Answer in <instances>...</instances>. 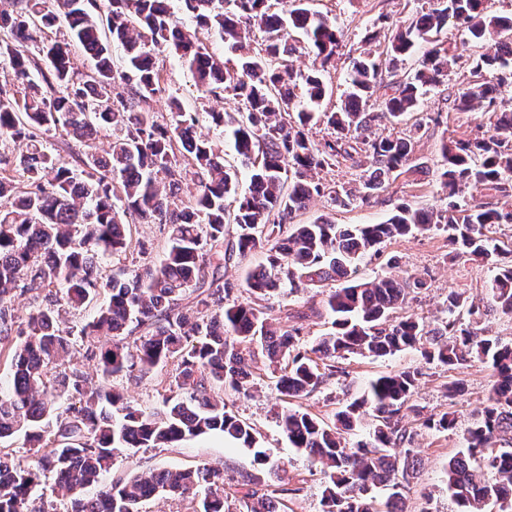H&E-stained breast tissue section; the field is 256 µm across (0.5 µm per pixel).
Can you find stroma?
Returning <instances> with one entry per match:
<instances>
[{
  "instance_id": "stroma-1",
  "label": "stroma",
  "mask_w": 512,
  "mask_h": 512,
  "mask_svg": "<svg viewBox=\"0 0 512 512\" xmlns=\"http://www.w3.org/2000/svg\"><path fill=\"white\" fill-rule=\"evenodd\" d=\"M312 10L328 14L346 35V46L325 75L335 92L346 88L345 78L351 61L357 58L364 47L376 52H385L389 42L388 24L405 19L420 6L419 0H310ZM165 92L154 104L160 121L168 119V99L178 98L186 109L204 113L210 110L235 111L238 102L232 95L221 99L205 98L197 91L193 77L177 57L164 60ZM442 99L430 93L424 100L428 112L440 111L439 125L421 130L412 172L401 175L386 184L378 197L370 203L353 209L332 208L322 198H314L297 216L299 223L308 224L320 217L338 224H375L386 219L403 203L415 207H444L448 200L441 188L436 171L438 149L442 138L460 137L476 133L483 124L481 112H454L442 110ZM133 248L126 253L105 260V271L125 267L131 270L143 265L145 260H157L165 245V236L159 225L136 224L132 227ZM145 244L148 254L139 257L137 246ZM448 247L443 236L425 233L416 237H402L387 243L379 257H368L358 265L357 279L369 280L385 273H412L425 278L427 286L411 301L410 310L426 321L440 318L449 291L464 293L465 297L477 301L486 296L490 275L486 266L474 261L447 260ZM263 305L275 321L285 322L287 313L307 312L302 342L312 345L324 333L328 325L317 317L321 298L315 290L301 288L292 292L276 293L267 297ZM418 351L407 349L387 357H353L338 360V373L327 379L322 386L304 399L303 405L310 412L332 419L336 409L346 399L362 392L372 377L395 372L407 366L421 364ZM173 367H165L144 377L119 376L113 384L132 405L154 410L162 408L163 400L174 385ZM451 371L441 367H429L415 395L425 414H439L454 409V429L438 432L419 427L413 418H406V428L416 431L415 445L420 448L422 465L412 484L408 505L411 512H420L425 496H432L437 512H460L457 503L448 495L443 465L449 454L459 450L465 428L486 399L491 382V371L487 365L474 363L464 378L466 394L456 403H449L444 396L443 385L451 380ZM227 401L233 411L250 423L257 431L260 446L277 460L283 469L284 480L298 486L299 494L290 503L292 512H322V491L325 481L323 471L312 466L309 459L296 449L290 448L279 426L278 418L284 405L277 398L273 379L260 382L251 396L228 395ZM253 454L248 449L226 443L221 433L214 432L183 442L175 448H135L129 455L118 456L112 467L113 478L126 477L130 469L148 471L165 467L218 466L228 473L247 470L251 467Z\"/></svg>"
}]
</instances>
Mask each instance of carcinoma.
<instances>
[{
    "instance_id": "1",
    "label": "carcinoma",
    "mask_w": 512,
    "mask_h": 512,
    "mask_svg": "<svg viewBox=\"0 0 512 512\" xmlns=\"http://www.w3.org/2000/svg\"><path fill=\"white\" fill-rule=\"evenodd\" d=\"M491 0H428L395 28L390 54L354 59L347 88L334 110L320 72L343 45L336 21L313 11L308 0H289L279 12L269 0H0V72L17 90H0V357L9 361L8 393L0 394V441L21 433L34 462L22 466L0 451V512H46L33 507L40 476L54 479L67 512H142L166 494L198 503L194 512H288L301 488L284 482L279 467L257 449L252 427L224 401L254 388L258 360L280 372L275 389L285 402L300 401L336 375V360L384 357L416 349L424 363L462 374L473 362L491 368L490 393L463 433V447L448 456V493L464 512H512V345L487 335L491 315L512 318V12ZM195 27L180 24L175 10ZM66 22L69 38L48 35ZM481 52L468 59L469 78L456 85L459 58L448 57L440 35L448 23ZM259 49H251L256 33ZM215 36L238 53L230 64L210 54L200 34ZM303 36L313 69L286 63ZM123 53L118 68L112 45ZM424 47L419 66L403 78L399 62ZM91 61L77 75L73 50ZM179 56L197 90L230 92L241 108L211 112L216 139L196 136L199 114L169 100L170 119H155L152 102L162 91L159 58ZM390 89L381 107L371 98ZM441 90L457 112L479 110L489 127L468 138L442 140L437 165L448 195L445 208L396 207L379 224H335L318 218L297 224L314 197L339 209L369 202L412 160L419 132L439 124L441 112L424 111V97ZM417 115L401 135H370L385 119L399 124ZM328 135L312 138V126ZM61 130L83 147L77 173L51 153L43 135ZM118 130L109 150L96 152L102 132ZM248 169V191H237L224 164V141ZM349 162L361 168L355 186L331 185L320 172ZM195 193L180 197L183 185ZM488 186L495 201L468 194ZM159 224L166 252L128 276H103L101 260L130 247L131 225ZM235 241L224 242L227 225ZM446 238L447 257L483 263L491 272L487 302L448 293L445 316L427 323L406 312L420 278L351 277L367 255L409 235ZM267 251V263L247 272L246 287L266 297L285 287L322 288L331 329L303 347L307 314L269 321L262 309L229 303L235 285L218 276L222 263ZM194 305L181 306L187 291ZM35 306L15 314L18 296ZM133 341L127 338L133 334ZM87 345L97 379L70 365L76 341ZM175 366V390L157 411L123 401L112 378ZM423 367L410 366L371 380L326 421L298 404L283 412L288 443L326 469L322 512H408L406 495L420 464L414 434L402 425L422 415L413 396ZM436 431L454 427L452 412L424 417ZM366 429L350 441L346 433ZM219 432L254 449L250 472L218 467L161 468L106 482L117 454L129 448L174 447ZM389 491L381 500L376 490Z\"/></svg>"
}]
</instances>
